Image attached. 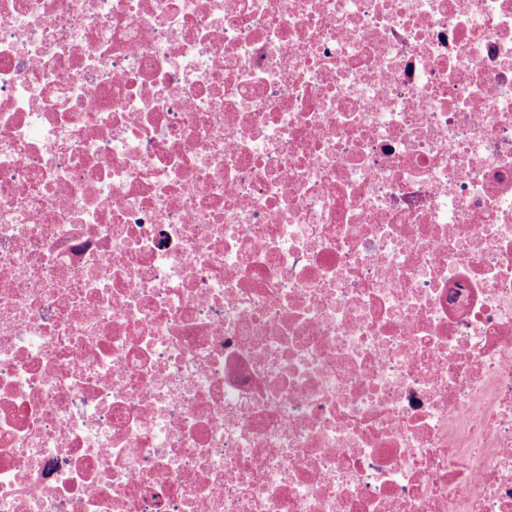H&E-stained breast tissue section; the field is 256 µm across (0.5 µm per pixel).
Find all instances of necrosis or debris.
<instances>
[{
    "label": "necrosis or debris",
    "instance_id": "1",
    "mask_svg": "<svg viewBox=\"0 0 512 512\" xmlns=\"http://www.w3.org/2000/svg\"><path fill=\"white\" fill-rule=\"evenodd\" d=\"M0 512H512V0H0Z\"/></svg>",
    "mask_w": 512,
    "mask_h": 512
}]
</instances>
